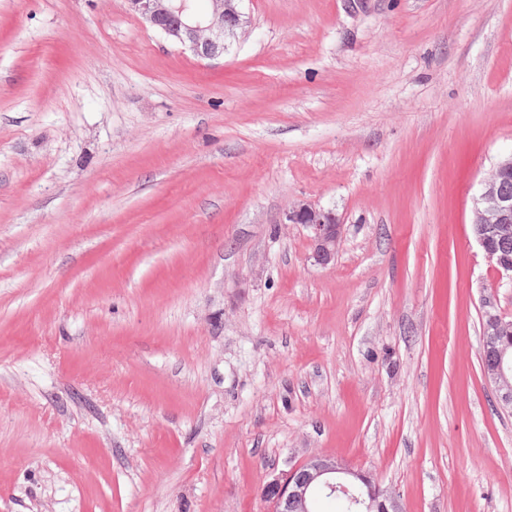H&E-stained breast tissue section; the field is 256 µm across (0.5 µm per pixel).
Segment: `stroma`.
Listing matches in <instances>:
<instances>
[{
  "label": "stroma",
  "mask_w": 512,
  "mask_h": 512,
  "mask_svg": "<svg viewBox=\"0 0 512 512\" xmlns=\"http://www.w3.org/2000/svg\"><path fill=\"white\" fill-rule=\"evenodd\" d=\"M201 61L123 0H0V512H270L315 454L512 512L472 232L512 0H242ZM344 224L314 265L294 204Z\"/></svg>",
  "instance_id": "obj_1"
}]
</instances>
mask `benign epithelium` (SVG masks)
I'll return each mask as SVG.
<instances>
[{
	"instance_id": "1",
	"label": "benign epithelium",
	"mask_w": 512,
	"mask_h": 512,
	"mask_svg": "<svg viewBox=\"0 0 512 512\" xmlns=\"http://www.w3.org/2000/svg\"><path fill=\"white\" fill-rule=\"evenodd\" d=\"M124 0L126 10L151 28L186 47L201 60L224 57L227 41L243 27L241 0ZM512 177V153L501 158L481 182L474 199L473 233L500 279L512 283V262L492 248L495 239L512 236V197L502 182ZM285 223L301 224L309 233L311 259L321 267L335 261L344 224L331 209L298 203L285 213ZM485 376L494 384L498 402L512 408V322L490 311L483 321ZM342 495L353 512H402L397 500L381 489L374 475L350 468L330 455H313L269 482L265 498L271 512H314L316 495Z\"/></svg>"
}]
</instances>
